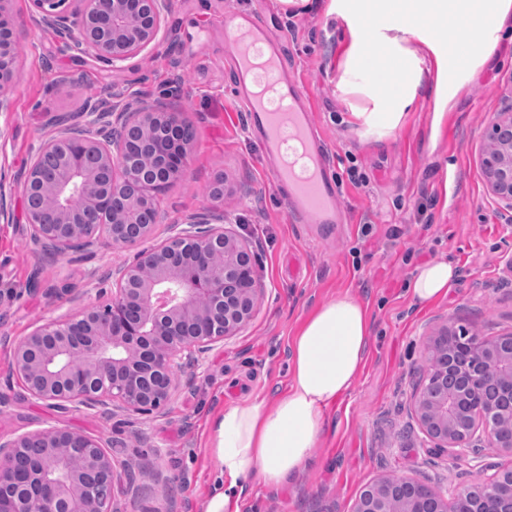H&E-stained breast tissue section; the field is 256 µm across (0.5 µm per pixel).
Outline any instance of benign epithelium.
I'll return each mask as SVG.
<instances>
[{
  "label": "benign epithelium",
  "instance_id": "obj_1",
  "mask_svg": "<svg viewBox=\"0 0 512 512\" xmlns=\"http://www.w3.org/2000/svg\"><path fill=\"white\" fill-rule=\"evenodd\" d=\"M36 25L63 45L112 68L157 37L170 0H33ZM80 20L69 32L67 11ZM19 36L0 7V112L10 111ZM146 136L148 155L133 160L123 147L80 135L51 139L39 156H57L45 182L31 165L20 180L33 241L65 253L77 239L133 246L151 236L157 197L182 172L188 155L178 112H144L125 126ZM480 164L489 187L512 214V109L499 112ZM112 172V189L95 184ZM131 203L146 222L127 224ZM261 279L247 245L233 229L210 225L179 232L135 255L101 307L37 326L14 352L29 394L56 404L119 403L150 413L169 400L177 357L201 354L236 335L253 317ZM425 382L412 411L437 454L484 444L512 456V331L483 339L443 327L427 344ZM38 453L35 469L18 460ZM112 457L98 440L63 428L27 432L0 442V512H112ZM352 512H512V464L488 481L462 489L453 506L424 482L381 477L366 485Z\"/></svg>",
  "mask_w": 512,
  "mask_h": 512
}]
</instances>
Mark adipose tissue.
<instances>
[{
    "label": "adipose tissue",
    "instance_id": "1",
    "mask_svg": "<svg viewBox=\"0 0 512 512\" xmlns=\"http://www.w3.org/2000/svg\"><path fill=\"white\" fill-rule=\"evenodd\" d=\"M351 36L342 82L360 85L372 74L396 81L394 89L368 88L373 111L363 113L369 134L392 135L417 97L423 54H432L436 82L450 85L484 65L492 49L481 27L501 31L512 0H332ZM455 270L435 259L417 266L406 282L412 302L427 305L448 293ZM370 322L362 301L343 293L300 326L290 348L289 387L269 402L229 404L215 419L213 453L224 481L202 512H240L245 486L285 484L303 470L325 431V410L353 387L364 365Z\"/></svg>",
    "mask_w": 512,
    "mask_h": 512
}]
</instances>
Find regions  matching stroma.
Wrapping results in <instances>:
<instances>
[{
    "instance_id": "stroma-1",
    "label": "stroma",
    "mask_w": 512,
    "mask_h": 512,
    "mask_svg": "<svg viewBox=\"0 0 512 512\" xmlns=\"http://www.w3.org/2000/svg\"><path fill=\"white\" fill-rule=\"evenodd\" d=\"M332 0L288 8L276 0H171L145 50L111 68L62 51L56 34L33 24L31 0H5L28 21L14 59L12 109L0 115V179L11 185L0 222V439L65 427L99 440L114 462L116 512H202L218 466L215 416L231 402L274 398L289 385L290 343L302 320L337 293H355L370 319V342L354 388L325 411L326 429L305 471L277 489L251 485L242 512H351L361 489L382 475L411 476L447 495L493 474L512 457L495 448L455 455L429 451L410 410L426 376L425 346L443 325L495 337L512 329V219L480 165L486 129L512 107V41L475 78H460L437 111L435 62L399 128L367 136L373 102L344 90L349 35ZM266 18L289 76L300 84L320 129L336 184L341 224H296L275 165L249 127L224 60L234 47L226 18ZM181 111L195 138L185 169L157 202L149 239L157 244L198 214L223 216L251 246L262 293L250 322L178 374L159 410L55 405L32 398L14 365L16 345L36 326L105 303L131 248L91 242L45 254L30 238L16 179L46 140L80 129L104 140L149 105ZM223 193L212 198L215 181ZM444 259L457 272L446 297L417 306L403 288L417 264Z\"/></svg>"
}]
</instances>
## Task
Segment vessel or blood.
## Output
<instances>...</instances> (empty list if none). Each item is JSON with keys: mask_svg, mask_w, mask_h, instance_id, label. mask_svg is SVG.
Returning a JSON list of instances; mask_svg holds the SVG:
<instances>
[{"mask_svg": "<svg viewBox=\"0 0 512 512\" xmlns=\"http://www.w3.org/2000/svg\"><path fill=\"white\" fill-rule=\"evenodd\" d=\"M224 27L240 47L228 63L238 100L252 130L263 134L267 153L279 159L272 177L292 191L291 220L298 224L335 223L336 188L327 171L320 136L300 102L296 84L281 78L278 64L270 59L266 65L273 76L270 91L276 102H268L264 92L250 89L255 61L271 45L268 23L255 16H240L225 22Z\"/></svg>", "mask_w": 512, "mask_h": 512, "instance_id": "1", "label": "vessel or blood"}]
</instances>
